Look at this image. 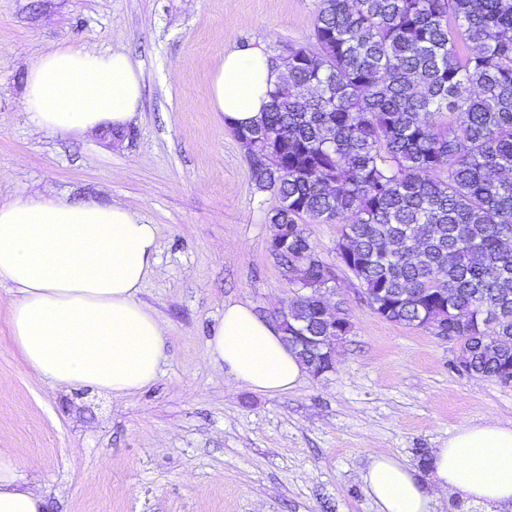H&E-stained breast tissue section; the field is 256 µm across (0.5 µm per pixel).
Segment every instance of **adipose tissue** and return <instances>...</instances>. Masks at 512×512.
I'll list each match as a JSON object with an SVG mask.
<instances>
[{
	"label": "adipose tissue",
	"instance_id": "adipose-tissue-1",
	"mask_svg": "<svg viewBox=\"0 0 512 512\" xmlns=\"http://www.w3.org/2000/svg\"><path fill=\"white\" fill-rule=\"evenodd\" d=\"M278 77L260 48L226 53L210 84L222 127L256 122ZM141 97V71L122 53L60 46L26 76V111L46 133L124 128ZM157 253L156 226L120 204L45 196L0 204V284L15 294L10 331L28 367L55 385L115 398L150 385L166 359L167 328L138 293ZM207 358L268 396L297 388L307 373L281 331L244 302H225ZM362 481L374 512H432L448 492L485 506L510 503L512 421L457 428L434 452L430 485L384 455L372 457ZM46 504L41 492L19 487L14 463L0 456V512H45Z\"/></svg>",
	"mask_w": 512,
	"mask_h": 512
}]
</instances>
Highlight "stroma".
Segmentation results:
<instances>
[{"mask_svg": "<svg viewBox=\"0 0 512 512\" xmlns=\"http://www.w3.org/2000/svg\"><path fill=\"white\" fill-rule=\"evenodd\" d=\"M316 0H0V203L17 195L120 203L156 225L159 250L139 301L167 327V360L122 400L37 377L9 328L0 285V453L46 512H372L361 475L390 455L421 482L456 428L512 419V383L457 372L456 347L373 314L336 257L339 224L306 220L333 266L352 323L336 365L269 397L207 363L228 301L272 319L297 295L269 253L278 204L251 184L246 151L212 112L226 52L313 46ZM58 46L127 54L142 74L121 131H36L26 75Z\"/></svg>", "mask_w": 512, "mask_h": 512, "instance_id": "stroma-1", "label": "stroma"}]
</instances>
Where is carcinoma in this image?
<instances>
[{
	"label": "carcinoma",
	"mask_w": 512,
	"mask_h": 512,
	"mask_svg": "<svg viewBox=\"0 0 512 512\" xmlns=\"http://www.w3.org/2000/svg\"><path fill=\"white\" fill-rule=\"evenodd\" d=\"M315 48L248 138L251 183L284 248L289 324L326 332L327 264L302 221L341 224L336 257L380 318L434 322L456 359L512 371V0H317Z\"/></svg>",
	"instance_id": "obj_1"
}]
</instances>
